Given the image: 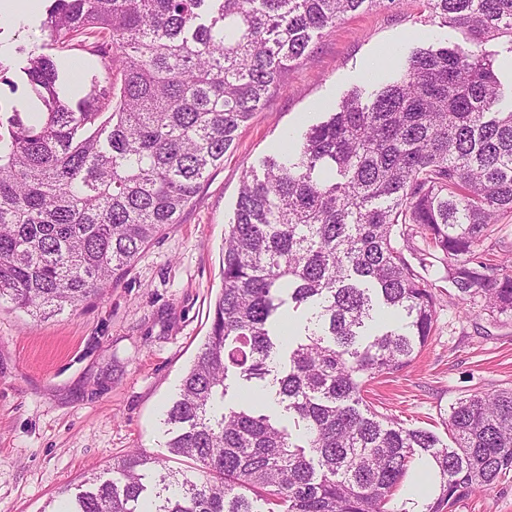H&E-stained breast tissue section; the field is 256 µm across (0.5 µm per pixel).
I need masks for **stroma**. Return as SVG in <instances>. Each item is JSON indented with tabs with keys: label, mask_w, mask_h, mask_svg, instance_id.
I'll return each mask as SVG.
<instances>
[{
	"label": "stroma",
	"mask_w": 512,
	"mask_h": 512,
	"mask_svg": "<svg viewBox=\"0 0 512 512\" xmlns=\"http://www.w3.org/2000/svg\"><path fill=\"white\" fill-rule=\"evenodd\" d=\"M51 4L39 0L31 18L0 25V114L36 107L22 68L28 53L49 50L41 21ZM463 40L432 22L422 0L349 16L285 72V91L240 128L179 223L100 297L44 319L0 304V512H56L135 451L191 469L166 449L164 414L210 332L220 249L245 175L353 88L392 80L416 48ZM443 274L439 264L428 272L438 302L431 340L404 370L374 379L368 399L447 444L443 420L459 399L512 388V316L464 315ZM453 512H512V473L462 496Z\"/></svg>",
	"instance_id": "35a3bbf8"
}]
</instances>
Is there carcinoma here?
<instances>
[{"label": "carcinoma", "instance_id": "carcinoma-1", "mask_svg": "<svg viewBox=\"0 0 512 512\" xmlns=\"http://www.w3.org/2000/svg\"><path fill=\"white\" fill-rule=\"evenodd\" d=\"M387 1L54 0L50 46L89 47L103 84L73 104L55 59L27 58L43 110L0 121V301L45 317L100 295L179 223L314 35ZM423 3L464 41L413 51L398 79L351 91L242 182L211 331L166 411V447L197 474L129 454L64 512H402L395 491L419 457L438 484L419 512H449L512 471V389L453 405L451 446L365 400L432 334L433 261L465 313L512 315V273L483 249L512 214V109L482 50L512 44V0ZM378 306L404 325L368 333ZM301 307L314 327L275 371ZM231 372L273 388L304 444L252 396L224 407Z\"/></svg>", "mask_w": 512, "mask_h": 512}]
</instances>
